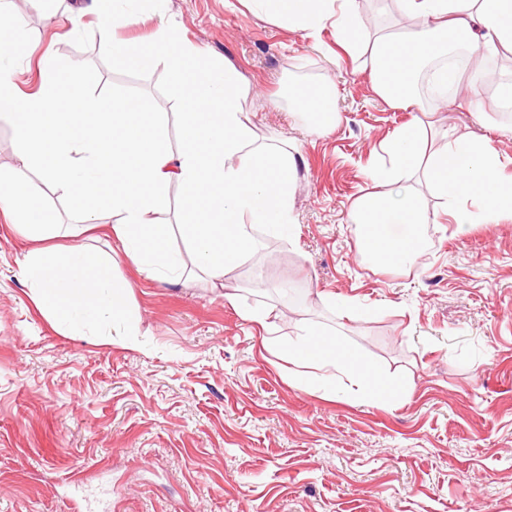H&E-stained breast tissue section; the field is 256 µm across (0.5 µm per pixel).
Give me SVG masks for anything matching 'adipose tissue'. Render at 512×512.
<instances>
[{
  "instance_id": "adipose-tissue-1",
  "label": "adipose tissue",
  "mask_w": 512,
  "mask_h": 512,
  "mask_svg": "<svg viewBox=\"0 0 512 512\" xmlns=\"http://www.w3.org/2000/svg\"><path fill=\"white\" fill-rule=\"evenodd\" d=\"M102 21L97 37L112 43L122 63L136 69L164 59L182 94V139L171 151L159 113L138 101L115 106L88 98L92 72L51 69L39 90L19 96L11 77L0 74V112L13 125L19 150L14 164L0 170V214L16 224L33 244L21 274L37 301L59 324L77 313L89 318L108 314L113 323L128 322V282L112 275L113 257L89 254L80 243L89 223L115 216L112 236L123 258L148 278L168 282L194 266L215 282L260 251L257 227L273 229L294 222L291 193L297 178L294 154L255 143L243 103V82L233 69H217L205 54L163 26L147 43H113L107 23L114 0H94ZM264 10L297 31L332 23L342 44L362 40L356 0H260ZM400 25L378 34L370 58L377 93L394 105L417 110L419 76L436 90L437 105L448 102L449 89L477 86L486 55L512 47V0H389ZM466 51L470 73L449 71L444 57ZM331 82L293 90V110L311 128L324 132L340 121L332 106ZM423 122L412 118L379 148L387 161L375 176L377 190L362 198L351 214L360 227L358 247L366 256L392 266L414 263L422 253L420 228L448 216L458 230L512 214V182L498 179L499 157L485 142L438 130L440 140L423 155ZM38 174L61 190L85 218L82 224H50L45 210L30 196L26 181ZM424 179L444 210H431L412 191V178ZM180 191V223L189 240L190 262L174 256L168 225L159 216L170 186ZM480 202L478 211L464 198ZM288 360L328 382L353 378L363 399L391 397L395 389L377 368L321 332L308 330L288 350Z\"/></svg>"
}]
</instances>
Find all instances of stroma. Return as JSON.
<instances>
[{"label":"stroma","mask_w":512,"mask_h":512,"mask_svg":"<svg viewBox=\"0 0 512 512\" xmlns=\"http://www.w3.org/2000/svg\"><path fill=\"white\" fill-rule=\"evenodd\" d=\"M92 0H12L26 54L9 58L21 92L42 69L97 72L88 95L138 98L181 147V93L163 60L127 69L95 36ZM166 23L245 82L266 143L299 157L290 234L224 283H159L124 260L130 333L84 332L35 304L18 261L29 244L0 218V512H512V217L423 229V254L398 268L363 257L355 203L373 190L375 147L410 112L377 94L370 40L349 50L332 26L289 30L256 0H165L162 15L119 18L116 38L147 42ZM335 83L341 116L311 132L292 85ZM422 121L487 141L512 181V136L498 96L422 98ZM269 312L266 327L246 320ZM336 338L397 385L375 403L350 382L297 384L281 352L304 330Z\"/></svg>","instance_id":"obj_1"}]
</instances>
